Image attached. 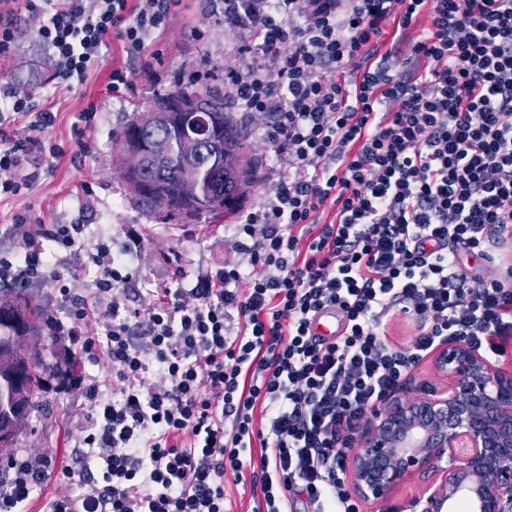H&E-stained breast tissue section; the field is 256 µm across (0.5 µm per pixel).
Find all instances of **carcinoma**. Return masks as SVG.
<instances>
[{
	"label": "carcinoma",
	"instance_id": "obj_1",
	"mask_svg": "<svg viewBox=\"0 0 512 512\" xmlns=\"http://www.w3.org/2000/svg\"><path fill=\"white\" fill-rule=\"evenodd\" d=\"M150 125L133 113L114 136L113 163L139 170L141 183L124 180L132 202L164 220L208 222L230 213L252 178L244 163L247 136L224 111V92L178 87L148 104ZM160 140L170 152L139 145ZM53 316L26 288L0 289V428L18 435L39 396L64 389L77 359ZM35 343H30L31 339Z\"/></svg>",
	"mask_w": 512,
	"mask_h": 512
}]
</instances>
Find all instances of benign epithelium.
Instances as JSON below:
<instances>
[{
	"mask_svg": "<svg viewBox=\"0 0 512 512\" xmlns=\"http://www.w3.org/2000/svg\"><path fill=\"white\" fill-rule=\"evenodd\" d=\"M447 380L440 392L397 394L354 435L346 480L378 503L413 478L427 480L411 512H512V370L450 338L433 358Z\"/></svg>",
	"mask_w": 512,
	"mask_h": 512,
	"instance_id": "7a95c632",
	"label": "benign epithelium"
}]
</instances>
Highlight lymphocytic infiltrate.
I'll use <instances>...</instances> for the list:
<instances>
[{
    "label": "lymphocytic infiltrate",
    "mask_w": 512,
    "mask_h": 512,
    "mask_svg": "<svg viewBox=\"0 0 512 512\" xmlns=\"http://www.w3.org/2000/svg\"><path fill=\"white\" fill-rule=\"evenodd\" d=\"M184 2L0 0V59L23 21L65 88L101 67L111 36L157 81L150 39ZM223 13L239 32L224 89L277 172L237 220L248 264L132 309L115 293L129 267L105 245L86 250L82 226L13 217L25 251L0 255V287L53 281L69 302L57 332L119 384L111 398L83 371L70 379L88 403L81 453L101 467L49 512H224L228 474L249 485L251 512L298 497L308 512H360L344 479L358 428L448 337L495 359L512 344V0H224ZM391 19L420 29L405 75L383 50ZM54 121L27 87L0 84V199L37 181L32 153L62 154L40 137ZM47 241L96 267L90 295L48 271ZM328 307L346 325L333 340L311 329ZM398 317L413 327L403 345L387 337ZM92 318L105 340L85 332ZM5 472L0 512L75 475L43 453Z\"/></svg>",
    "instance_id": "obj_1"
}]
</instances>
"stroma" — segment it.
Wrapping results in <instances>:
<instances>
[{
    "label": "stroma",
    "instance_id": "1",
    "mask_svg": "<svg viewBox=\"0 0 512 512\" xmlns=\"http://www.w3.org/2000/svg\"><path fill=\"white\" fill-rule=\"evenodd\" d=\"M220 6V0H188L187 10L173 17L168 29L153 40L162 54L161 81L151 83L134 75V91L122 97L112 96L106 88L111 70L127 63L120 42L112 37L102 48L100 69L68 91H55L54 66L33 47L31 34L21 38L12 60H0V81L33 83L38 109L55 112L56 121L44 136L65 149L63 156L44 164L28 195L0 202V252L17 255L23 251L22 240L6 233L13 214L20 211H30L48 223L83 225L87 243H105L113 251L128 253L133 277L120 294L133 305L151 301L156 291L164 288L192 287L231 258L234 216L206 224L159 220L131 203L120 173L112 164V133L133 112L144 109L154 96L172 90L175 82L192 83L201 90L209 87V74L219 73L237 33L214 20L203 36H196L193 17L202 8ZM91 103L97 107V116L89 128L81 113ZM231 113L247 133L246 159L253 167V182L240 205L251 208L259 203L264 184L272 179L270 153L242 106L232 105ZM79 137L87 145L81 154L75 145ZM43 399L44 409L32 413L28 428L18 435L15 453L55 455L69 459L74 470H81V463L72 458L71 452L78 445L83 420L82 393L50 392Z\"/></svg>",
    "mask_w": 512,
    "mask_h": 512
}]
</instances>
